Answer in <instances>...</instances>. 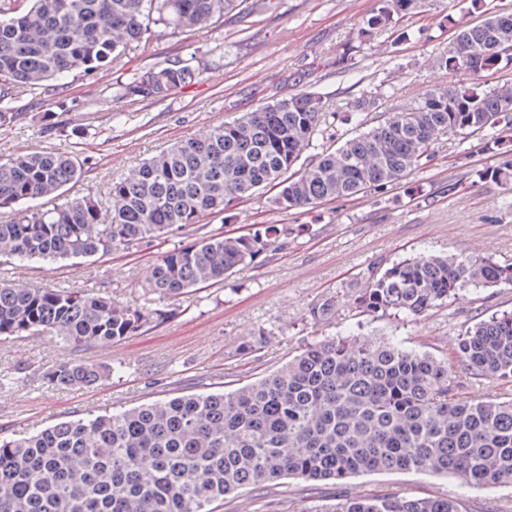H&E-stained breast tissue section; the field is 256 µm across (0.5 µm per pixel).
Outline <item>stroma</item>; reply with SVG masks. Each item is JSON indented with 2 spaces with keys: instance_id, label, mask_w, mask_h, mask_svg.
Returning a JSON list of instances; mask_svg holds the SVG:
<instances>
[{
  "instance_id": "35a3bbf8",
  "label": "stroma",
  "mask_w": 512,
  "mask_h": 512,
  "mask_svg": "<svg viewBox=\"0 0 512 512\" xmlns=\"http://www.w3.org/2000/svg\"><path fill=\"white\" fill-rule=\"evenodd\" d=\"M375 6L376 0H285L273 14L258 9L242 19L230 13L220 26L157 31L145 48L93 75L15 93L17 117L0 127V158L41 149L73 153L82 177L68 185V195L106 204L113 178L128 175L142 160L301 89L323 94L334 112L347 111L362 92H371L379 102L367 116L374 122L409 107L432 86L475 82L469 71L432 66L436 48L453 34L442 11L419 14L361 43L359 28ZM406 29L412 37L401 38ZM167 60L189 61L203 75L161 100L121 96L119 85L130 74ZM462 151L469 154L464 164L457 160ZM491 163L476 142L448 133L430 160L382 201L358 196L284 211L272 205L273 194L266 190L166 242L57 262L0 261V277L24 280L30 288L100 290L127 305L169 311L164 322L107 348L77 352L46 336L0 340V372L16 378L13 386L0 388V433L19 437L145 402L233 390L335 334L390 337L405 348L446 356L468 326L512 310V285L459 291L446 305L403 322L355 316L353 290L367 267L424 251H465L512 262V211L501 207L512 189L475 175ZM418 185L423 196H410L409 188ZM253 224H301L305 230L191 298L144 296L142 284L162 252ZM328 296L338 300L336 318L315 326L308 310ZM261 329L269 334L266 343L242 355ZM76 358L120 361L126 369L87 389H60L47 381L49 369ZM380 494L441 496L460 500L466 512H512V484L467 487L449 476L411 470L336 482L283 479L263 495L227 498L220 512H300L312 501Z\"/></svg>"
}]
</instances>
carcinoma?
<instances>
[{
    "mask_svg": "<svg viewBox=\"0 0 512 512\" xmlns=\"http://www.w3.org/2000/svg\"><path fill=\"white\" fill-rule=\"evenodd\" d=\"M434 0H377L363 42L426 12ZM475 23L447 15L454 36L434 55L439 70L476 75L512 62V13L468 0ZM250 14L248 0H0V126L16 118L17 89L109 67L144 46L153 28H203L225 14ZM200 69L167 61L119 86L125 98L163 99ZM376 105L365 94L346 118ZM327 99L300 90L172 145L131 174L112 180V207L73 197L41 210L20 209L0 223V257L65 260L168 239L234 209L268 186L273 203L293 210L359 195L385 198L419 166L438 138L476 139L496 158L483 180L512 182V87L435 86L414 106L300 162L315 135L333 126ZM300 170L293 171L296 165ZM72 155L38 151L0 161V209L55 200L79 181ZM265 224L243 234L205 236L157 258L147 295L184 298L224 281L281 237L302 232ZM355 289L358 316L408 320L460 289L512 284V264L465 253H420L372 266ZM317 325L336 317V297L312 305ZM164 310L125 305L106 292L19 288L0 278V340L50 336L75 351L138 334ZM124 365L82 360L47 372L55 386L90 387ZM512 386V311L468 327L445 357L393 340L322 338L280 369L240 388L145 403L32 435L0 436V512H215L224 498L285 477L344 480L359 473L414 470L469 486L512 482V393L464 395L468 383ZM301 512H465L447 497L377 495L313 504Z\"/></svg>",
    "mask_w": 512,
    "mask_h": 512,
    "instance_id": "carcinoma-1",
    "label": "carcinoma"
}]
</instances>
